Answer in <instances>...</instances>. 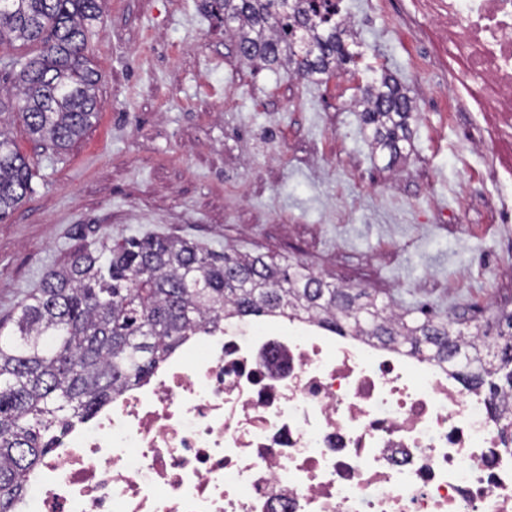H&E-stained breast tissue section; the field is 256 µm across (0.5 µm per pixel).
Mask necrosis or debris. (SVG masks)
<instances>
[{"label":"necrosis or debris","instance_id":"necrosis-or-debris-1","mask_svg":"<svg viewBox=\"0 0 512 512\" xmlns=\"http://www.w3.org/2000/svg\"><path fill=\"white\" fill-rule=\"evenodd\" d=\"M512 223V0H414ZM24 512H512V427L455 362L231 317L60 438Z\"/></svg>","mask_w":512,"mask_h":512}]
</instances>
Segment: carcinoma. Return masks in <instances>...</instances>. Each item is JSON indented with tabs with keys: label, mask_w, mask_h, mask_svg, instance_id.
Segmentation results:
<instances>
[{
	"label": "carcinoma",
	"mask_w": 512,
	"mask_h": 512,
	"mask_svg": "<svg viewBox=\"0 0 512 512\" xmlns=\"http://www.w3.org/2000/svg\"><path fill=\"white\" fill-rule=\"evenodd\" d=\"M207 14L233 33L249 66L280 64L302 77L332 76L359 56L345 48L343 24L310 0H207ZM102 0H0V44L39 48L9 62L19 93L0 97L29 135L64 151L98 116L97 72L87 56ZM360 112L371 144L400 152L414 109L408 91L385 77ZM31 164L0 130V220L31 190ZM279 315L339 324L351 334L408 343L455 359L464 382L493 397L512 392V310L499 308L470 331L448 317L396 312L364 288L336 286L296 261L202 248L179 237L103 239L46 272L11 327L0 326V512H15L27 476L54 448L58 432L89 418L139 384L189 336L229 317Z\"/></svg>",
	"instance_id": "carcinoma-1"
}]
</instances>
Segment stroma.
<instances>
[{"instance_id":"35a3bbf8","label":"stroma","mask_w":512,"mask_h":512,"mask_svg":"<svg viewBox=\"0 0 512 512\" xmlns=\"http://www.w3.org/2000/svg\"><path fill=\"white\" fill-rule=\"evenodd\" d=\"M397 2L378 14L375 0H346L357 65L314 83L240 64L201 0H104L88 44L100 116L87 134L57 155L15 113L0 114L34 172L30 194L0 221V321L87 243L147 232L298 260L391 295L397 310L471 327L487 304L512 308V284L497 273L512 265V224L461 201L458 183L483 160L429 108L448 63L422 65L425 25L410 0ZM384 71L416 107L397 157L371 151L349 106Z\"/></svg>"}]
</instances>
